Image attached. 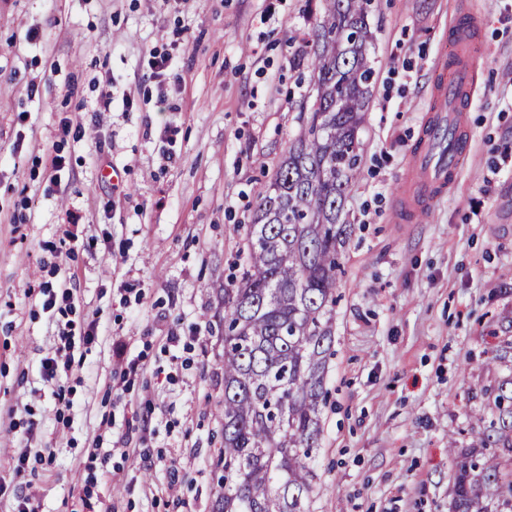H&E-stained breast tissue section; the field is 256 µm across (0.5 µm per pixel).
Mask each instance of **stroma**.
Listing matches in <instances>:
<instances>
[{
  "label": "stroma",
  "instance_id": "1",
  "mask_svg": "<svg viewBox=\"0 0 512 512\" xmlns=\"http://www.w3.org/2000/svg\"><path fill=\"white\" fill-rule=\"evenodd\" d=\"M323 2L0 0V512L27 485L37 512H213L224 291L313 105ZM369 23L309 512H450L453 451L512 391V0H373ZM153 53L173 79L153 77ZM456 56L475 64L469 151L424 215L398 222ZM73 234L75 256L56 253ZM66 288L70 310L43 309ZM67 326L75 360L44 381ZM27 448L55 458L17 468Z\"/></svg>",
  "mask_w": 512,
  "mask_h": 512
}]
</instances>
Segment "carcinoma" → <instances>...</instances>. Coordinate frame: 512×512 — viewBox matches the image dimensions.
Instances as JSON below:
<instances>
[{
    "label": "carcinoma",
    "mask_w": 512,
    "mask_h": 512,
    "mask_svg": "<svg viewBox=\"0 0 512 512\" xmlns=\"http://www.w3.org/2000/svg\"><path fill=\"white\" fill-rule=\"evenodd\" d=\"M372 0H325L310 119L259 201L241 280L224 289L217 512H308L333 336L329 313L371 98ZM452 512H512V408L457 457Z\"/></svg>",
    "instance_id": "cac0c4a2"
}]
</instances>
